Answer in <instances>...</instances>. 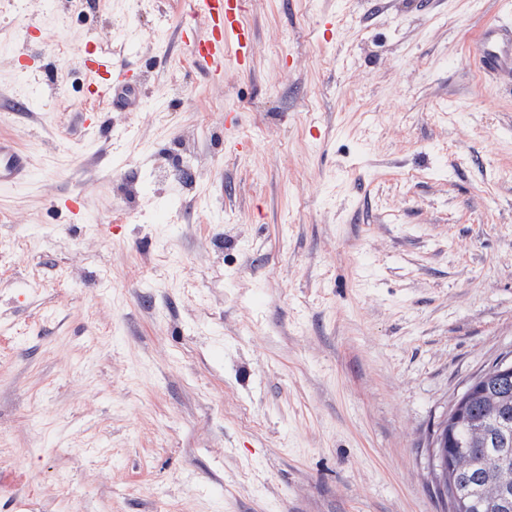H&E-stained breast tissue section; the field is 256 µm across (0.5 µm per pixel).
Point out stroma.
Masks as SVG:
<instances>
[{"instance_id": "obj_1", "label": "stroma", "mask_w": 512, "mask_h": 512, "mask_svg": "<svg viewBox=\"0 0 512 512\" xmlns=\"http://www.w3.org/2000/svg\"><path fill=\"white\" fill-rule=\"evenodd\" d=\"M249 3L213 77L187 0H0V512H448L432 433L512 354V0ZM480 70L487 76L512 80V24L498 30L484 29L471 45ZM97 69L104 71L107 74V78L91 84V88L89 90L91 96L95 101H115L117 87L121 86L120 82L123 77V62L112 59V55L102 54L98 56ZM29 174L27 156L15 143L0 137V186H18Z\"/></svg>"}]
</instances>
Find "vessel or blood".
<instances>
[{
    "mask_svg": "<svg viewBox=\"0 0 512 512\" xmlns=\"http://www.w3.org/2000/svg\"><path fill=\"white\" fill-rule=\"evenodd\" d=\"M192 9L205 16L207 35L196 37L190 51L194 65L206 72H219L226 52H233L237 63H247L251 55L253 30L247 21V0H191ZM481 71L489 76L512 79V27L483 30L471 45ZM97 67L103 80L92 83L94 100H115L123 77L124 64L108 55H99ZM29 174L27 157L15 143L0 137V186H17Z\"/></svg>",
    "mask_w": 512,
    "mask_h": 512,
    "instance_id": "1",
    "label": "vessel or blood"
}]
</instances>
